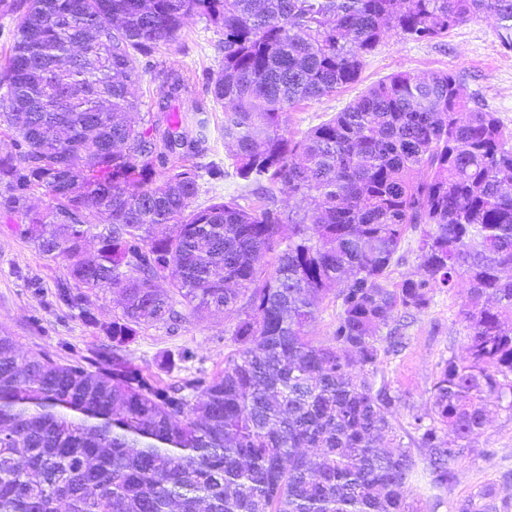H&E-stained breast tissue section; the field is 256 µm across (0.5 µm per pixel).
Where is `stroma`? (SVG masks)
<instances>
[{"mask_svg":"<svg viewBox=\"0 0 512 512\" xmlns=\"http://www.w3.org/2000/svg\"><path fill=\"white\" fill-rule=\"evenodd\" d=\"M222 39V30L204 18L185 20L178 38L143 64L132 119L144 125L154 118L174 72L191 78L190 94L176 103L181 112H190L198 103L209 105L206 82L220 67ZM399 71L422 78L440 71L454 73L470 106L497 113L503 127L512 130V49L503 46L497 19L482 15L431 41L387 36L367 58L357 82L335 95L299 102L285 114L286 129L301 137ZM25 229L21 217L0 215V327L15 336L21 351L46 354L62 364L87 362L101 348L111 347L112 339L103 328L120 316V297L112 289L90 294L88 301L99 323L85 324L77 311L56 299V284L65 276L64 262L43 257ZM429 296L428 309L407 331L406 350L379 366L380 375L402 398L398 418L403 422L410 414L429 409L440 367L448 359L460 361L466 356L459 314L468 296L466 282L432 289ZM235 321V313L212 312L186 318L174 327L161 322L147 325L126 344L125 355L147 375L168 384L209 376L223 369L225 356L235 348L230 338ZM455 472L457 483L439 512H456L461 496L489 486L497 491V512H512V413L499 410L490 415L483 433L465 448Z\"/></svg>","mask_w":512,"mask_h":512,"instance_id":"35a3bbf8","label":"stroma"}]
</instances>
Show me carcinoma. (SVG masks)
I'll return each mask as SVG.
<instances>
[{
    "mask_svg": "<svg viewBox=\"0 0 512 512\" xmlns=\"http://www.w3.org/2000/svg\"><path fill=\"white\" fill-rule=\"evenodd\" d=\"M480 14L512 48V0H29L0 80L17 149L0 157V214L21 215L38 251L65 262L56 297L86 324L98 325L90 291L112 288L123 306L104 327L112 348L86 366L24 353L0 328V512H437L490 408L512 413V135L445 71L393 73L300 139L282 116L357 81L389 32L431 41ZM194 15L224 35L207 93L241 192L263 200L279 184L311 210L284 218L238 195L192 207L203 180L228 172L194 162L210 117L172 108L181 73L164 120L124 118L141 59ZM34 187L48 211L28 204ZM98 217L108 232H94ZM410 228L420 277L392 283ZM459 279L467 357L400 425L378 366L407 348L429 290ZM334 289L333 342L317 345L309 327ZM213 310L237 321L211 376L163 384L123 353L143 325ZM419 471L435 491L423 506ZM493 496L456 509L489 512Z\"/></svg>",
    "mask_w": 512,
    "mask_h": 512,
    "instance_id": "carcinoma-1",
    "label": "carcinoma"
}]
</instances>
